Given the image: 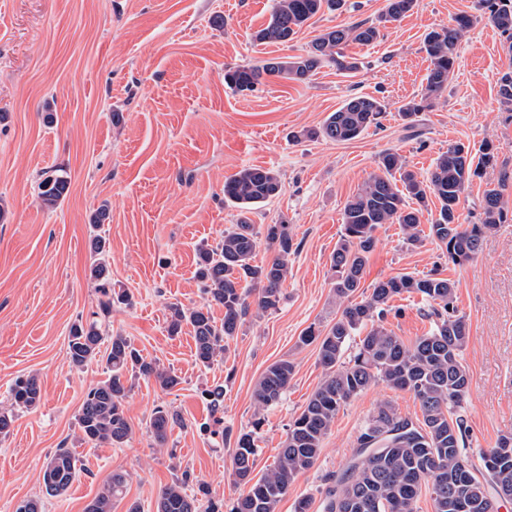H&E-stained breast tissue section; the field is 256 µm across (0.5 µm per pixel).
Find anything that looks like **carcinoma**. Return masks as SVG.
Listing matches in <instances>:
<instances>
[{"mask_svg": "<svg viewBox=\"0 0 512 512\" xmlns=\"http://www.w3.org/2000/svg\"><path fill=\"white\" fill-rule=\"evenodd\" d=\"M416 0H387L382 21L396 22L412 11ZM346 0H277L266 25L256 31L259 43L287 42L324 9L338 11ZM491 24L509 41L512 49V0H478ZM473 20L462 15L455 24L432 30L423 48L430 62L425 92L420 100L399 107L405 120L431 106V100L448 87L458 58V45ZM380 37V29L366 22L336 26L323 31L302 55L272 58L260 67H237L224 71V83L237 92L253 91L264 75L303 82L325 62L340 69L356 71L357 59L347 60L344 48L351 43L367 45ZM501 102L512 106V70L498 80ZM385 106L376 98L353 96L330 113L316 130L292 138L346 142L378 125ZM495 161L485 149L473 161L469 147L451 144L435 160L428 177L407 169L402 156L388 151L373 173L343 209L344 233L332 254L336 280L333 291L343 305L336 323L322 332L309 327L301 336L304 345L318 343L319 363L325 370L323 381L310 396L301 413L288 424L274 464L260 477L253 476L257 446L256 428L264 412L285 394L294 374L293 364L282 359L269 365L256 381L253 399L257 419L253 428L239 433L234 448V468L238 482L251 484L247 495L237 498L229 512H276L288 495L296 476L311 469L323 442L335 424L340 409L374 384L410 393L419 405L421 417L403 416L384 404L361 429L356 439L353 461L327 492L324 512H416L422 490H427L434 512H458L455 504L464 501L467 512H498L499 502L512 499V434L501 436L483 452L482 466L473 467L462 456L460 445L465 432L459 414L470 384L463 363L469 341L464 317L456 314L455 283L433 272L422 277L409 274L391 276L373 285L369 295L354 300L370 253L377 243V230L384 224H398L405 243L420 247L429 239L445 251L448 261L462 265L474 260L486 234L507 219L508 204L500 190L483 192L481 212L472 224L460 222L461 197ZM68 177L44 173L38 185V202L54 209L69 194ZM281 191L279 176L271 169L250 166L224 181V198L239 209L237 224L224 231L216 246L202 247L196 258L195 276L202 283L207 304L190 309L171 307L168 332L175 336L183 326L192 329L196 361L203 367L224 357L228 342L238 334L246 316L251 291L257 292L256 308L278 307L288 279L289 258L294 253L291 232L286 224H268L261 232L251 224L249 214ZM439 202L438 217L428 230L421 217L428 210L429 197ZM265 239L274 256L264 265L254 264L260 239ZM90 278L101 283L99 315L107 316L112 304L128 301L127 294L112 290L110 271L103 262L90 265ZM403 294L419 295L430 303L434 328L411 344L388 330L383 321L389 304ZM224 307V320L216 322L210 304ZM370 326L349 360L342 361L345 347L359 329ZM102 356L107 376L91 387L78 410L76 423L80 441L95 447H119L132 431L126 416L125 399L134 377L154 379L165 391L181 384L174 372L144 357L124 336H105L101 325L92 321L73 324L68 336V356L72 367L82 369ZM11 408L0 410V435L10 433L14 410L33 409L42 400V388L34 375L19 376L10 389ZM155 440L164 444L168 432L182 424L178 413L156 407L150 417ZM78 460L68 448H59L43 471L46 494H65L79 477ZM192 481L184 472L161 490L156 512H199L200 500L187 494ZM129 474L113 472L85 512H112L114 502L126 496Z\"/></svg>", "mask_w": 512, "mask_h": 512, "instance_id": "obj_1", "label": "carcinoma"}]
</instances>
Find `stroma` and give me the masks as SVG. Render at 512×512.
<instances>
[{
    "mask_svg": "<svg viewBox=\"0 0 512 512\" xmlns=\"http://www.w3.org/2000/svg\"><path fill=\"white\" fill-rule=\"evenodd\" d=\"M273 5L0 0V409L9 408L18 376H37L43 393L39 406L17 411L10 433L0 436V512L39 497L44 512H85L115 470L128 472L130 481L112 512H126L133 501L142 512H155L161 489L185 471L194 478L189 494L202 484L217 503L246 494L220 433L251 428L255 382L273 362L291 361L288 389L266 411L259 432L256 469L264 471L290 420L321 383L318 346H300L299 338L312 325L329 329L340 316L330 257L344 205L381 155L396 150L424 176L449 144L476 153L492 146L497 163L462 196L460 220H476L485 189L498 188L512 202V112L497 86L512 68V47L482 18L477 0H417L405 18L381 24L378 41L345 47L360 63L357 72L328 64L305 82L268 78L256 91L236 92L224 82L225 68L305 53L329 27L381 23L386 0H347L343 12L318 14L288 43L255 42L252 35ZM461 15L473 24L447 88L414 121L404 120L399 106L426 87L425 34ZM354 95L385 104L380 126L347 142L292 140ZM246 166L272 168L282 183L279 196L254 210L253 224H288L297 251L278 307L260 317L247 313L224 357L205 368L195 361L190 329L168 334L170 307L204 303L195 252L216 244L236 222L224 182ZM60 168L70 193L49 210L37 200V184L44 172ZM101 208L107 217L93 225ZM97 235L109 243L104 260L113 288L130 298L113 306L109 333L127 337L182 379L171 391L133 379L125 404L132 434L120 448L80 442L75 415L88 389L105 379V365L78 371L67 356L72 324L90 318L101 298L88 277ZM376 236L362 291L391 276L434 269L456 285L455 305L469 327L463 363L471 378L461 411L462 453L479 464L483 451L512 433V218L487 234L476 260L462 266L448 263L434 244L409 247L399 225H383ZM392 305L385 325L406 343L432 328L431 307L420 296L403 295ZM218 385L224 411L217 417L207 392ZM385 402L405 415L419 413L409 393L382 383L360 394L340 410L315 466L296 477L277 512H294L301 498L309 499L308 512H324L332 476L346 468L360 428ZM159 406L184 421L162 446L149 430ZM62 445L83 471L67 493L47 498L43 467Z\"/></svg>",
    "mask_w": 512,
    "mask_h": 512,
    "instance_id": "obj_1",
    "label": "stroma"
}]
</instances>
